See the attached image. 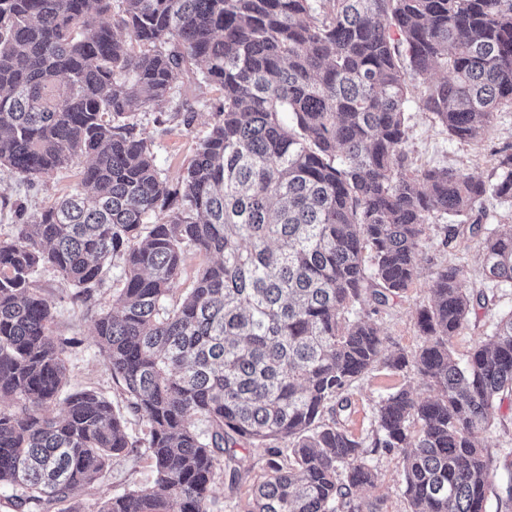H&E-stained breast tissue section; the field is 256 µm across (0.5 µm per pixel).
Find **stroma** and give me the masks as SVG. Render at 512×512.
Returning <instances> with one entry per match:
<instances>
[{"instance_id": "35a3bbf8", "label": "stroma", "mask_w": 512, "mask_h": 512, "mask_svg": "<svg viewBox=\"0 0 512 512\" xmlns=\"http://www.w3.org/2000/svg\"><path fill=\"white\" fill-rule=\"evenodd\" d=\"M174 109L165 113L142 112L138 115L141 137L151 144L156 165L169 184H177L199 139L203 138L215 121V107L220 92L213 86L197 87L186 75H177L173 81ZM194 112L191 127L182 123V109ZM406 149L416 164L447 165L483 180L494 179L498 160L505 147L512 145V108H501L491 129L472 143L450 139L432 115L410 105ZM86 164L79 156L66 167L54 170L36 184H28L17 175L0 168V239L10 237L19 211L34 212L55 200L75 192L80 184V172ZM446 225L429 224L421 241L418 276L408 290L394 298L389 306L375 315L374 320L386 339V351L399 350L414 355L423 343L416 324V312L430 301L429 288L435 271L444 265L463 268V286L467 289L485 287L478 245L469 237H458L446 242ZM123 276L121 260L109 261L101 283L90 298H82L76 288L65 282L53 269H41L35 277L36 288L50 305L54 320L51 334L74 339L75 347L64 355L68 386L72 389H93L109 400L115 409L124 406L122 391L112 380V373L99 354L93 336V321L97 314L112 308V290ZM512 312V288L494 289L486 309L470 319L451 347L457 358H466L469 352L490 335L503 315ZM408 385L415 395L425 399L430 390L413 374L393 372L375 367L356 383L345 411L347 428L359 437L371 432L375 404L396 387ZM502 426L480 433L478 440L490 448L495 457L489 478L490 498L487 512H496V495L501 487L512 482V470L505 468L502 457L512 450V402L500 409ZM238 466L243 478L236 498H227L223 483H215L210 498V512H242L250 499L253 483L263 473L266 464L264 449L240 447L236 450ZM372 463L378 472L375 487L361 490L362 500L373 504L376 512H410L403 495V466L401 454H376ZM155 473L147 459L144 447L129 449L114 459L103 476L92 486L77 490L70 501L73 512H98L102 502L128 489L153 486Z\"/></svg>"}]
</instances>
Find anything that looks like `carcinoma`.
I'll use <instances>...</instances> for the list:
<instances>
[{
    "instance_id": "carcinoma-1",
    "label": "carcinoma",
    "mask_w": 512,
    "mask_h": 512,
    "mask_svg": "<svg viewBox=\"0 0 512 512\" xmlns=\"http://www.w3.org/2000/svg\"><path fill=\"white\" fill-rule=\"evenodd\" d=\"M200 63L222 100L173 189L135 117L168 109L175 75ZM438 69L419 109L480 139L512 106V0H0V168L33 183L88 159L83 190L19 212L0 240V400L15 405L0 409V488L18 512H69L136 447L103 396L65 391L74 340L50 334L34 280L49 266L88 294L117 256L93 334L147 426L155 483L98 512H209L216 480L237 493L247 445L269 459L246 512H367L371 450L403 455L411 512H486L475 435L512 401V313L463 367L449 341L488 295L461 267L434 273L413 360L384 355L369 315L412 285L433 218L512 285V227L483 224L488 199L512 200V153L485 181L405 149L412 80ZM191 255L203 262L170 307ZM379 365L436 395L387 394L366 441L340 413Z\"/></svg>"
}]
</instances>
